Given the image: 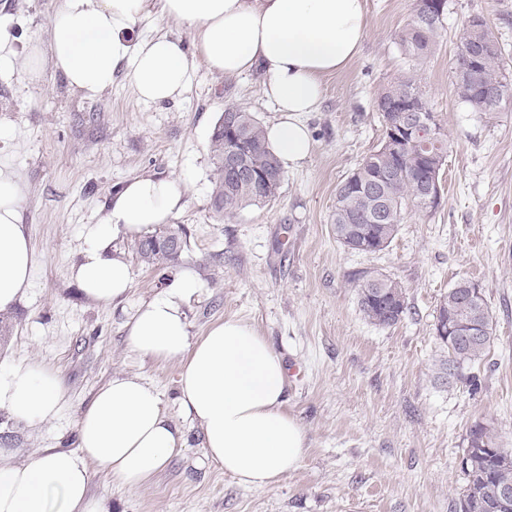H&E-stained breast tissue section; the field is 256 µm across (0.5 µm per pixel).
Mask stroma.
<instances>
[{"label":"stroma","mask_w":512,"mask_h":512,"mask_svg":"<svg viewBox=\"0 0 512 512\" xmlns=\"http://www.w3.org/2000/svg\"><path fill=\"white\" fill-rule=\"evenodd\" d=\"M57 0H0V25L16 56L0 68V162L24 187L23 210L34 253L30 286L8 310L13 332L0 343V366L36 362L68 390L58 418L31 428L0 410L9 433L0 463L16 464L47 449H73L80 411L117 375L138 376L159 392L185 448L141 488L129 491L104 473L90 490L110 496L112 512H454L466 479V436L489 423L512 448V105L487 117L458 101L451 63L464 21L479 15L504 50L512 76V0H448L435 53L407 67L396 36L412 0H367V30L358 57L324 80L323 101L306 122L314 150L286 171L275 199L220 219L211 207L209 149L225 105L277 114L256 75L227 78L197 64L177 101L141 102L124 75L93 97L46 67L28 82L22 53L46 43ZM413 71L428 107L448 136L443 200L431 213L407 210L391 245L372 254L340 247L331 232L335 190L383 137L377 91ZM150 173L185 176V208L170 218L186 240L177 263L158 272L142 263L133 239L113 240L130 268L127 300L109 305L86 296L72 276L87 225L99 223L114 191ZM191 274L199 290L185 309L190 333L203 335L227 318L249 322L302 364L285 408L303 427L305 452L274 485H240L204 456L203 432L178 403L181 365L132 352L125 323L136 307ZM382 274L406 289L408 312L378 327L359 310L355 281ZM482 288L494 339L473 367L481 383L438 376L437 308L458 279Z\"/></svg>","instance_id":"obj_1"}]
</instances>
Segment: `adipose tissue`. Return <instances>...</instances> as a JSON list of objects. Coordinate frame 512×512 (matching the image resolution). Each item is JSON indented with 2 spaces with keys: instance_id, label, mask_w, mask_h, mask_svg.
Instances as JSON below:
<instances>
[{
  "instance_id": "1",
  "label": "adipose tissue",
  "mask_w": 512,
  "mask_h": 512,
  "mask_svg": "<svg viewBox=\"0 0 512 512\" xmlns=\"http://www.w3.org/2000/svg\"><path fill=\"white\" fill-rule=\"evenodd\" d=\"M178 21L196 35L197 59L180 39L133 36L143 17ZM366 31L365 0H60L46 47L24 61L29 82L51 60L68 83L87 95L112 86L125 72L138 97L160 104L189 88L196 61L236 77L260 72L262 93L278 119L267 139L283 168L301 167L313 150L304 121L318 111L326 77L359 54ZM181 177L143 174L117 189L100 223L85 229L74 278L102 302L131 289L127 263L110 254L114 237H140L185 204ZM16 174L0 166V311L29 286L33 250ZM198 289L193 277L143 302L126 324L129 348L161 361L179 360V403L204 435V455L241 485L264 489L297 464L305 448L300 423L284 409L283 356L249 323L228 318L191 336L184 306ZM67 390L53 370L18 362L0 368V409L30 427L54 420ZM77 447L0 466V512H112L109 496L90 492L93 470L135 490L185 445L159 393L140 377L116 376L95 394L77 424Z\"/></svg>"
}]
</instances>
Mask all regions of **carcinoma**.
<instances>
[{
    "mask_svg": "<svg viewBox=\"0 0 512 512\" xmlns=\"http://www.w3.org/2000/svg\"><path fill=\"white\" fill-rule=\"evenodd\" d=\"M443 29V20L414 12L396 38L405 61L413 65L428 58ZM502 58L499 45L480 65L456 53L454 91L469 111L492 115L512 104V82L503 72ZM422 97L409 70L383 86L375 98L383 130L399 122L410 101ZM224 112L231 118L230 125H224V117H219L210 136L214 164L211 206L218 215L232 217L248 206L276 197L284 171L269 150L265 126L255 113L234 104L226 105ZM419 116L437 129V137L405 145L398 151L382 145L336 186L331 232L344 249L357 253L383 251L394 240L408 206L420 212L440 206L442 189L434 188V196L429 198L422 184L440 183L448 160V136L434 112L426 109ZM230 155L239 156L251 169V179H240L228 171L224 159ZM182 250V235L173 228L155 231L134 242L140 261L160 271L178 261ZM475 287L476 283L461 279L449 288L440 301L434 324L441 350L439 369L444 378H463L474 392L478 382L463 370L481 361L493 341V318L486 300H465ZM356 288L360 311L371 324L390 327L407 314L405 288L400 282L367 274L357 279ZM463 452L468 454V464L462 466L466 486L455 512H489L501 491H512V463L503 465L504 460L512 459V448L503 447L491 426L479 421L470 428Z\"/></svg>",
    "mask_w": 512,
    "mask_h": 512,
    "instance_id": "carcinoma-1",
    "label": "carcinoma"
}]
</instances>
